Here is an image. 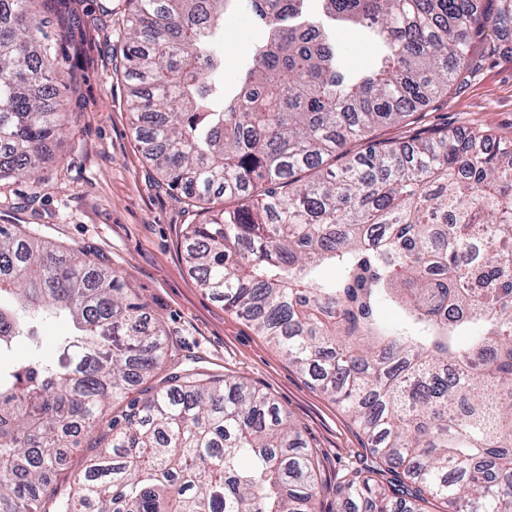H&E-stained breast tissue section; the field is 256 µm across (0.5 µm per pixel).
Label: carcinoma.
Listing matches in <instances>:
<instances>
[{
	"label": "carcinoma",
	"mask_w": 512,
	"mask_h": 512,
	"mask_svg": "<svg viewBox=\"0 0 512 512\" xmlns=\"http://www.w3.org/2000/svg\"><path fill=\"white\" fill-rule=\"evenodd\" d=\"M133 2L123 69L145 157L191 203L238 201L188 225L189 272L398 476L345 469L350 512H512V142L372 138L468 73L471 39L511 27L512 0ZM231 12L261 34L232 78ZM75 24L67 0H0V180L40 181L64 134ZM342 26L376 47L369 69L347 67ZM57 317L70 334L46 355L37 323ZM21 340L29 358L0 366V512H313L318 460L242 378L182 370L107 419L172 357L166 338L114 271L1 225L0 352ZM79 435L90 453L62 486Z\"/></svg>",
	"instance_id": "carcinoma-1"
}]
</instances>
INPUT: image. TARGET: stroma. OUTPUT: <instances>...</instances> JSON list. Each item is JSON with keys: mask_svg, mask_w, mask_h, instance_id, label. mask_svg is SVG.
Returning <instances> with one entry per match:
<instances>
[{"mask_svg": "<svg viewBox=\"0 0 512 512\" xmlns=\"http://www.w3.org/2000/svg\"><path fill=\"white\" fill-rule=\"evenodd\" d=\"M80 24L70 50L80 93L64 99L72 127L42 170V182L0 186V225L32 230L112 268L147 306L194 371L241 377L291 416L320 465L314 512H346L336 483L349 465L372 464L366 439L345 410L312 385L253 327L212 299L185 268L184 232L202 214L176 200L142 156L127 109L122 68L129 0H72ZM486 32L472 51L477 69L430 103L420 126L489 128L512 140V33L492 53Z\"/></svg>", "mask_w": 512, "mask_h": 512, "instance_id": "35a3bbf8", "label": "stroma"}]
</instances>
